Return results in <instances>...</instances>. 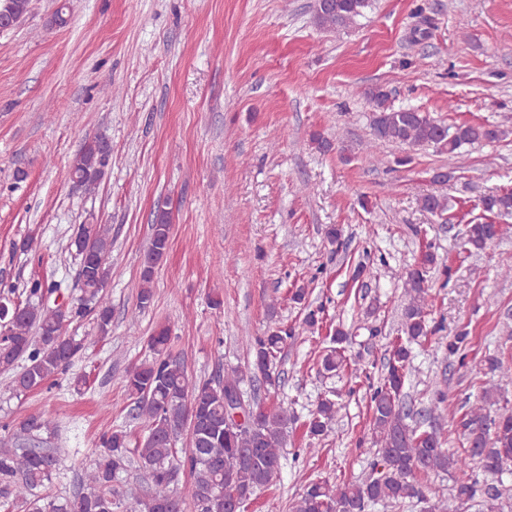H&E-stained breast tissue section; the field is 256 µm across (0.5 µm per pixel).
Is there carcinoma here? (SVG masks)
<instances>
[{"instance_id":"cac0c4a2","label":"carcinoma","mask_w":512,"mask_h":512,"mask_svg":"<svg viewBox=\"0 0 512 512\" xmlns=\"http://www.w3.org/2000/svg\"><path fill=\"white\" fill-rule=\"evenodd\" d=\"M369 6V0H315L316 24L329 31L350 26ZM30 0H0V17L23 18ZM389 93L381 87L369 92L370 120L378 140L410 146L432 145L451 158L459 156L466 144L495 142L506 135L494 124H462L448 127L414 108L394 109ZM106 139L86 140L70 168L80 186L96 187L109 156ZM484 212L512 215V188L480 200ZM504 232L493 221H471L465 225L463 246L479 253ZM171 233L169 212L160 209L151 224V242L141 272L137 306L145 309L154 298L152 281L156 264L166 253ZM78 254L92 250L104 262L101 276L78 273L83 298L62 309L50 306L46 298L57 289L37 280L29 288L25 302L10 305L0 314V371L14 368L21 358L28 360L13 379L17 393L30 391L64 373L85 348L82 339L68 336L65 326L90 317L101 334L112 325V306L103 295L109 278L108 260L112 240L99 224H82L74 240ZM438 264L437 255L427 245L418 261L402 270L407 303L402 314L400 336L392 343L384 378L372 389L369 403L375 452L371 473L361 481L332 484L310 481L293 503L292 512H372L380 505L394 508L415 500L423 512H448L445 501L436 496L416 476L463 469L474 461L484 478L457 483L454 498L463 506L481 499L486 512H498L502 498L499 476L512 469V412L497 416L487 412L492 394L484 391L481 403H472L461 421L468 443L467 456L456 457L441 447L437 433L407 422L410 413L403 393L405 370L410 363L411 345L432 335L428 315L431 300L428 275ZM296 337L293 328L278 327L264 335L245 337L251 360L243 370L216 373L203 381H191L183 359L172 351L169 329L161 326L149 338L152 359L127 371L124 387L135 406L136 419L145 420L147 434L135 448L145 490L140 495H124L113 481L126 461L127 433L121 429L100 438L97 459L79 479L68 498L44 496L56 475L59 449L40 436L50 421L29 415L20 422V433L0 440V481L5 494L20 503L25 512H237V503L252 498L262 488L280 479L281 458L296 416L288 409L263 408L245 396V379L261 381L266 388L278 386L279 375L271 371L277 354ZM348 333L338 328L330 336L332 347L322 358L328 372L347 366L343 344ZM469 332L461 330L448 341V354L466 364ZM237 396L243 421L230 427L224 423V400ZM336 402L320 400L306 423V433L316 439L336 417ZM196 418L195 440L177 448L176 440L191 418ZM192 479L188 494L175 489L179 475Z\"/></svg>"}]
</instances>
